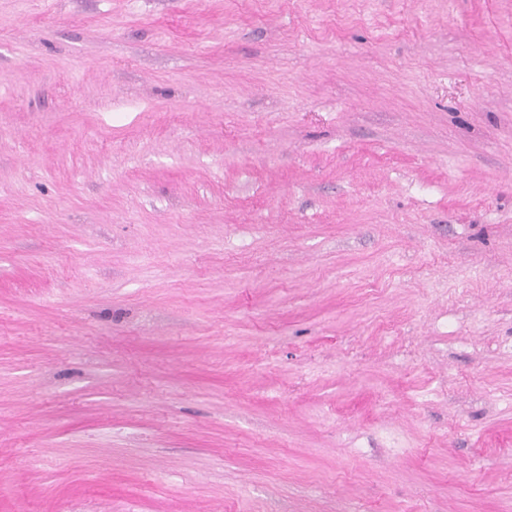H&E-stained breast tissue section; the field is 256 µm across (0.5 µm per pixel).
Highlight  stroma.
<instances>
[{"mask_svg": "<svg viewBox=\"0 0 512 512\" xmlns=\"http://www.w3.org/2000/svg\"><path fill=\"white\" fill-rule=\"evenodd\" d=\"M0 512H512V0H0Z\"/></svg>", "mask_w": 512, "mask_h": 512, "instance_id": "1", "label": "stroma"}]
</instances>
